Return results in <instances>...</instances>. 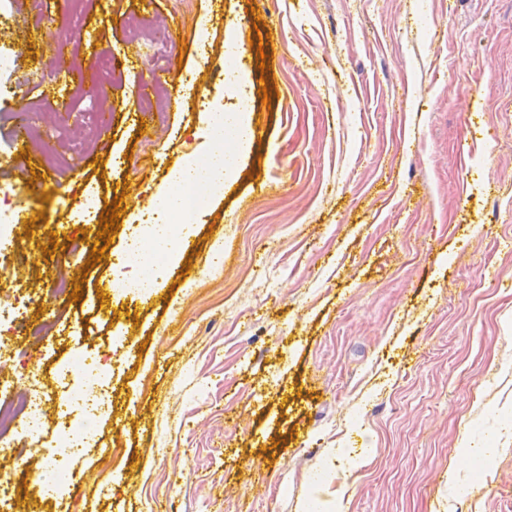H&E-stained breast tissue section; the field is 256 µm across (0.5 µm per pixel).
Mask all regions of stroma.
<instances>
[{
  "instance_id": "obj_1",
  "label": "stroma",
  "mask_w": 512,
  "mask_h": 512,
  "mask_svg": "<svg viewBox=\"0 0 512 512\" xmlns=\"http://www.w3.org/2000/svg\"><path fill=\"white\" fill-rule=\"evenodd\" d=\"M41 4L0 12L15 56L0 280L20 274L30 298L26 321L0 316V396L37 377L48 441L62 365L90 349L112 379L74 485L47 499L35 465L8 464L9 496L28 512H306L320 496L343 512H512V0ZM164 22L180 36L151 47ZM51 31L71 67H102L104 98L40 78ZM231 37L257 138L152 293L112 295L118 268L90 261L103 225L79 203L109 212L206 151L205 104H237ZM163 81V121L139 127L144 86ZM32 172L49 182L29 232ZM61 263L83 275L80 300L51 296ZM333 448L364 462L324 487Z\"/></svg>"
}]
</instances>
